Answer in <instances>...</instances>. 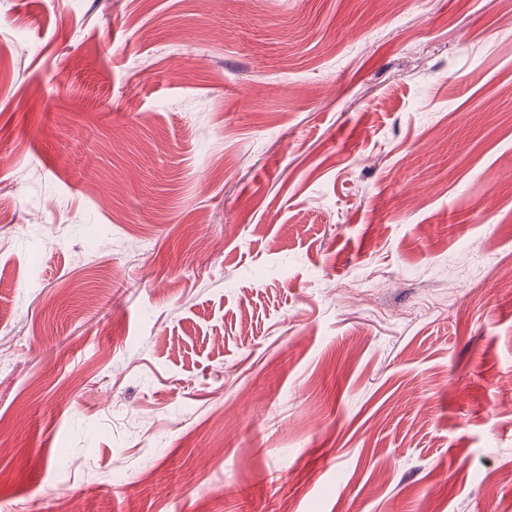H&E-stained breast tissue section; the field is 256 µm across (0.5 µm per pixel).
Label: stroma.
I'll return each mask as SVG.
<instances>
[{
  "instance_id": "stroma-1",
  "label": "stroma",
  "mask_w": 512,
  "mask_h": 512,
  "mask_svg": "<svg viewBox=\"0 0 512 512\" xmlns=\"http://www.w3.org/2000/svg\"><path fill=\"white\" fill-rule=\"evenodd\" d=\"M512 0H0V512H512Z\"/></svg>"
}]
</instances>
